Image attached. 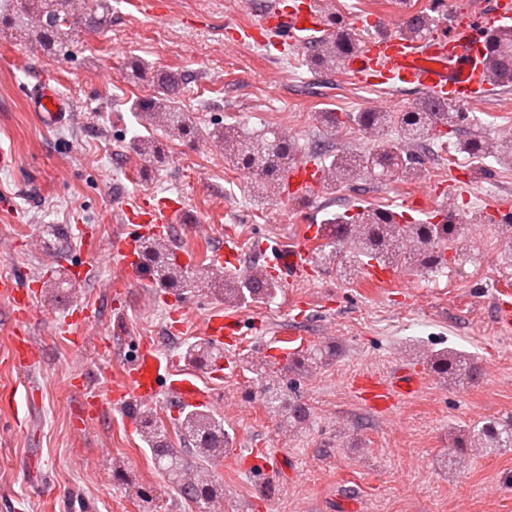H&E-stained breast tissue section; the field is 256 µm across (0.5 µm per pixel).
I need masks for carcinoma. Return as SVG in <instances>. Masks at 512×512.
<instances>
[{"instance_id": "cac0c4a2", "label": "carcinoma", "mask_w": 512, "mask_h": 512, "mask_svg": "<svg viewBox=\"0 0 512 512\" xmlns=\"http://www.w3.org/2000/svg\"><path fill=\"white\" fill-rule=\"evenodd\" d=\"M315 10L322 19L323 30L308 48L304 65L314 71L344 72L351 47L360 45L357 30L343 23L334 0H313ZM10 29L29 36L44 52L53 54L68 42L80 37L87 28L104 27L111 21L106 0H86L85 10L72 11L71 0H21L20 8L0 18ZM436 7L424 8L410 16L400 30L406 38H422L437 27ZM486 57L484 67L488 81L493 86L512 84V26H500L484 32ZM156 82L164 94L139 100L133 108L142 123L155 126L165 124L169 133L188 136L194 133V122L168 93L177 84L169 76H158ZM459 108L450 104L445 112L436 111V103L424 97L414 108L404 112H386L376 119V140L371 150L364 153L338 152L323 168V187L336 192L340 182L336 173L349 171L353 176H381L388 180L412 181L426 173L421 157L407 163L398 161L399 140L408 138L420 147L437 139L441 127H454L453 114ZM315 121L326 131L336 134L343 121L335 112H318ZM211 142L219 147L231 145L225 153L235 168L241 163L242 148H264V175L252 183L249 193L253 201L261 203L282 186L286 168L276 169L274 159H294L299 150L296 140L288 135L279 136V145H271L269 138H255L243 133L234 124H226L207 133ZM461 153L475 158H491L505 169H512V138L478 136L456 139ZM137 156L143 172H148L163 160V149L150 140L142 142ZM455 213L450 211L439 223L427 221L409 224L398 220L394 209H365L355 216L334 214L324 224V243L318 245L319 258L339 266L353 257L355 262L374 260L383 266L403 265L417 273L429 274L444 266L438 248L448 251L457 248L458 235L453 223ZM212 288L224 297L225 302L238 304L247 299H265L276 294L280 285L261 267H251L239 275H226L223 269L207 265L182 271L179 293L198 285ZM185 358L196 368L206 370L224 358V347L210 341L188 347ZM336 358V345H311L289 354L286 363H256L249 357L242 358L243 369L266 379L268 387L264 402L268 413L278 419L290 441L301 445L308 438L313 426L310 407L292 390L283 387V373L296 379L329 364ZM429 369L439 378L451 382H473L479 375L478 366L467 358L444 352L424 353ZM141 435L148 445L152 459L166 480V487L174 491L198 512H225L224 485L220 484L207 463L224 457L228 435L223 421L207 411L197 409L179 413L173 431L179 441L174 444L163 420L149 409L137 412ZM482 448L488 455H495L504 448H512V416L487 419L468 427L456 435L451 444L454 463H461L464 450Z\"/></svg>"}]
</instances>
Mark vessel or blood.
<instances>
[{"label":"vessel or blood","instance_id":"b4317fda","mask_svg":"<svg viewBox=\"0 0 512 512\" xmlns=\"http://www.w3.org/2000/svg\"><path fill=\"white\" fill-rule=\"evenodd\" d=\"M511 22L512 7L499 5L488 10L482 0H471L466 16L458 19L449 33H435L417 42L405 40L391 31L374 35L350 58L348 68L358 83L370 87L414 88L442 104H470L486 97L489 91L483 65L484 30ZM266 24L277 31L281 43L295 47L303 45L310 34L322 28L311 0H296L295 4L273 8L266 16ZM27 106L37 120L49 128L70 122L74 115L73 104L47 78L29 95ZM283 183V200L309 195L318 183L314 161L303 160L288 170ZM180 211L181 206L176 201L157 202L150 197L140 198L135 205L125 207V230L114 242V253L126 261L135 255L141 237L168 236ZM240 251L241 243L236 237H225L223 246L211 253L210 263L231 269L237 266ZM264 252L268 269L286 285L313 266L312 252L305 245L286 249L271 241L265 244ZM0 296L7 298L11 305L14 359L19 365L28 366L36 356V347L29 336L36 293L31 283L17 273L0 280ZM205 332L211 341L220 345L225 338L236 337L238 329L225 320L221 309L214 308L205 318ZM416 382L412 374L403 381H390L366 373L353 381L352 389L369 408L385 412L393 409L401 393L412 389ZM162 390L185 406H198L209 400L193 378L171 371L154 350L146 346L125 369L122 383L86 388L84 405L92 411L104 400L120 407L133 400L152 403Z\"/></svg>","mask_w":512,"mask_h":512}]
</instances>
